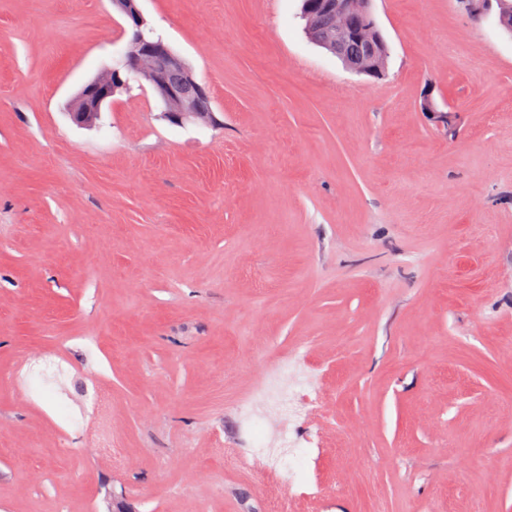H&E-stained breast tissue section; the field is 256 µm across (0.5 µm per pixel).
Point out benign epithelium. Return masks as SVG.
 Segmentation results:
<instances>
[{
	"instance_id": "1",
	"label": "benign epithelium",
	"mask_w": 512,
	"mask_h": 512,
	"mask_svg": "<svg viewBox=\"0 0 512 512\" xmlns=\"http://www.w3.org/2000/svg\"><path fill=\"white\" fill-rule=\"evenodd\" d=\"M492 1L497 3L501 13L512 12V4L508 0H465L466 10L472 17L482 19ZM372 2L373 0H328L327 6L335 18L336 45L339 46L352 37L376 42V48L369 52L363 62L358 65L348 62L346 66L359 74L377 77L380 65L388 55V45L377 31L378 24L373 14ZM113 5L124 15L129 29V36L122 53L127 71L122 74L116 68H107L99 72L78 95L80 115L72 117V120L79 126L93 125L102 106L112 100L116 91L125 85L122 78L125 74L130 78L140 75L147 77L153 91L164 106L166 119L180 125L213 124L214 113L196 111L192 106L184 103L177 91L166 82L163 65L178 64L182 66L185 80L195 85L201 95H207V91L198 84L189 66L182 63V58L174 53L165 41L160 39L154 42L144 35L142 26L145 20L138 0H113Z\"/></svg>"
}]
</instances>
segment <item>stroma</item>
<instances>
[{
	"mask_svg": "<svg viewBox=\"0 0 512 512\" xmlns=\"http://www.w3.org/2000/svg\"><path fill=\"white\" fill-rule=\"evenodd\" d=\"M300 6L139 0L216 121L143 80L80 127L124 16L0 0V512H269L224 448L287 427L234 405L300 342L327 402L292 512H512V35L373 0L375 80ZM48 348L66 396L14 381Z\"/></svg>",
	"mask_w": 512,
	"mask_h": 512,
	"instance_id": "stroma-1",
	"label": "stroma"
}]
</instances>
